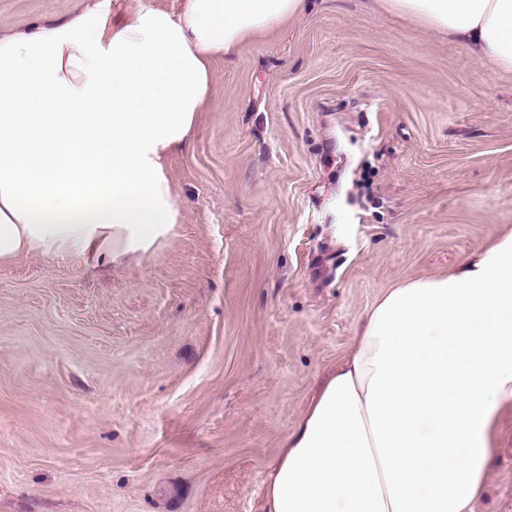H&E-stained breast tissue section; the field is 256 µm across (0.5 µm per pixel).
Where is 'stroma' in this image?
Segmentation results:
<instances>
[{
  "instance_id": "1",
  "label": "stroma",
  "mask_w": 512,
  "mask_h": 512,
  "mask_svg": "<svg viewBox=\"0 0 512 512\" xmlns=\"http://www.w3.org/2000/svg\"><path fill=\"white\" fill-rule=\"evenodd\" d=\"M95 6L182 0H0V32ZM212 70L156 253L0 263V512H266L368 310L512 230V73L447 36L309 0ZM495 432L473 512H512V405Z\"/></svg>"
}]
</instances>
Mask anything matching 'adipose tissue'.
I'll return each instance as SVG.
<instances>
[{"mask_svg":"<svg viewBox=\"0 0 512 512\" xmlns=\"http://www.w3.org/2000/svg\"><path fill=\"white\" fill-rule=\"evenodd\" d=\"M512 73V0H379ZM306 0H185L108 26L90 9L0 34V262L108 269L181 221L167 175L211 63ZM512 404V231L390 288L265 477L270 512H473Z\"/></svg>","mask_w":512,"mask_h":512,"instance_id":"adipose-tissue-1","label":"adipose tissue"}]
</instances>
